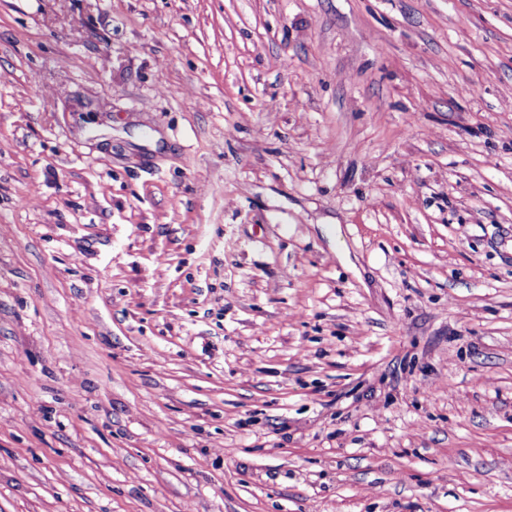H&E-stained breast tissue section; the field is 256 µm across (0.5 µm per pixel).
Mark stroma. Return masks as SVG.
<instances>
[{
	"instance_id": "obj_1",
	"label": "stroma",
	"mask_w": 512,
	"mask_h": 512,
	"mask_svg": "<svg viewBox=\"0 0 512 512\" xmlns=\"http://www.w3.org/2000/svg\"><path fill=\"white\" fill-rule=\"evenodd\" d=\"M0 512H512V0H0Z\"/></svg>"
}]
</instances>
